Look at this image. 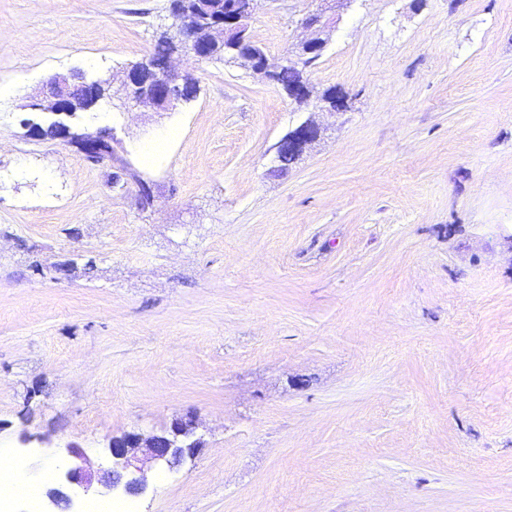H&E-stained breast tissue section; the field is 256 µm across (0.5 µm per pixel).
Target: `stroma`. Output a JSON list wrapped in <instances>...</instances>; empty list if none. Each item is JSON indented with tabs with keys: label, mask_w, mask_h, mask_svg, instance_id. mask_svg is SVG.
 Returning a JSON list of instances; mask_svg holds the SVG:
<instances>
[{
	"label": "stroma",
	"mask_w": 512,
	"mask_h": 512,
	"mask_svg": "<svg viewBox=\"0 0 512 512\" xmlns=\"http://www.w3.org/2000/svg\"><path fill=\"white\" fill-rule=\"evenodd\" d=\"M168 6L0 0V449L52 487L67 445L105 467L191 414L194 457L74 512H512V0H349L306 70L344 112L185 56L172 111L66 118L99 163L31 136L55 75H119ZM318 7L263 0L270 63ZM318 132V128L312 122L300 124L277 143L275 147L277 160L282 161L285 156L299 158L306 146L317 138Z\"/></svg>",
	"instance_id": "stroma-1"
}]
</instances>
